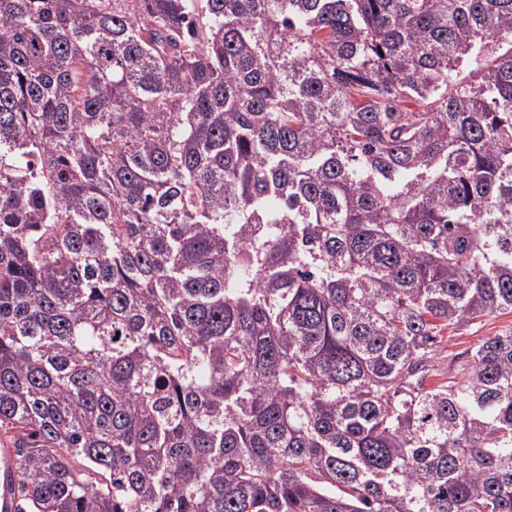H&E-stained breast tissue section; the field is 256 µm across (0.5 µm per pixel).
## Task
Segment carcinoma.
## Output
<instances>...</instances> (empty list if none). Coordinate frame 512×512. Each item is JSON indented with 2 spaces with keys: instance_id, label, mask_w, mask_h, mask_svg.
<instances>
[{
  "instance_id": "carcinoma-1",
  "label": "carcinoma",
  "mask_w": 512,
  "mask_h": 512,
  "mask_svg": "<svg viewBox=\"0 0 512 512\" xmlns=\"http://www.w3.org/2000/svg\"><path fill=\"white\" fill-rule=\"evenodd\" d=\"M512 0H0L15 512H512ZM512 315L487 317L481 324H475L468 330L445 332L443 341L438 348L436 365L438 368H447L451 359L455 358L454 368L456 373L467 371V350L476 345L486 336H495L501 330L511 326ZM465 367V370H462Z\"/></svg>"
}]
</instances>
